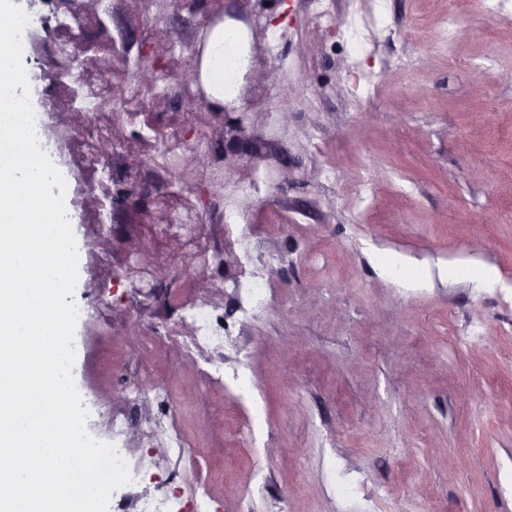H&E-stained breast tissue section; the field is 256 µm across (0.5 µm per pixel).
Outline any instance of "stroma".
Wrapping results in <instances>:
<instances>
[{"label": "stroma", "mask_w": 512, "mask_h": 512, "mask_svg": "<svg viewBox=\"0 0 512 512\" xmlns=\"http://www.w3.org/2000/svg\"><path fill=\"white\" fill-rule=\"evenodd\" d=\"M89 30L90 62L159 129L199 101L213 147L155 173L154 144L128 136L134 195L98 241L67 132L58 65L36 31L22 55L34 111L55 143L65 207L81 243L73 377L87 405L123 409L143 324L178 320L170 297L191 267L174 247L145 248L142 285L101 253L136 246L168 196L209 209L224 241V282L211 298L236 322L247 281L238 224H277L263 252L269 312L242 324L247 390L226 383L224 512H512V12L482 0H388L371 52L355 60L329 18L371 0H106ZM150 28H143V16ZM244 26L250 51L238 92L208 102L199 75L214 24ZM168 79L171 91L156 97ZM396 253L410 265L383 270ZM489 267L494 283L478 271ZM123 356L108 383L98 343Z\"/></svg>", "instance_id": "stroma-1"}]
</instances>
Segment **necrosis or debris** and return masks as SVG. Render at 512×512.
Instances as JSON below:
<instances>
[{
	"label": "necrosis or debris",
	"instance_id": "4bbe7bcc",
	"mask_svg": "<svg viewBox=\"0 0 512 512\" xmlns=\"http://www.w3.org/2000/svg\"><path fill=\"white\" fill-rule=\"evenodd\" d=\"M100 17L96 11L81 17L68 14L59 18L46 49L62 65L65 102L77 110L74 143L81 166L90 179V188L102 192L111 187L113 166L125 153V144L122 137L116 136V129L125 125L138 128L144 139L157 142L163 154L185 161L193 153L206 149L211 136L204 131L191 142L182 137L179 129L159 131L143 124L139 113L133 112V98L121 101L113 98L110 85L74 54L75 45L85 41L91 22ZM105 143L110 145V153H102L101 146ZM141 231L143 244H177L197 275L179 280L174 289L183 310L182 317L173 322H152L143 331L139 341L142 355L139 373L127 390L128 403L141 410L142 434L166 450L160 469L168 487L153 492L144 489L143 463L130 464L131 481L119 512H221L224 471L219 461L224 446L223 407L213 400L203 402L206 427L191 432L159 418L153 404L161 399L178 404L180 410L188 408L187 402L177 397L178 376L165 372L160 365L163 356L172 351L193 362L194 382L200 392L207 394L224 387V352L232 330L224 320L223 307L199 290L200 278L222 263L224 243L214 240L204 209L180 204H167L164 223L142 225ZM194 461L207 462L206 471L189 473L187 466Z\"/></svg>",
	"mask_w": 512,
	"mask_h": 512
}]
</instances>
